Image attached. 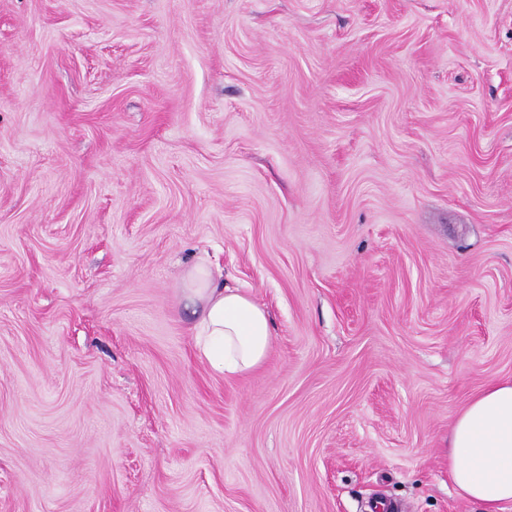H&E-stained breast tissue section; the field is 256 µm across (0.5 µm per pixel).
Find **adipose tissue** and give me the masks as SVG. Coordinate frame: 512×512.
<instances>
[{"instance_id": "adipose-tissue-1", "label": "adipose tissue", "mask_w": 512, "mask_h": 512, "mask_svg": "<svg viewBox=\"0 0 512 512\" xmlns=\"http://www.w3.org/2000/svg\"><path fill=\"white\" fill-rule=\"evenodd\" d=\"M181 293L212 369L241 375L266 360L273 336L267 311L225 284L221 271L193 266ZM448 478L482 512H505L512 505V381L490 382L456 416L448 430Z\"/></svg>"}]
</instances>
